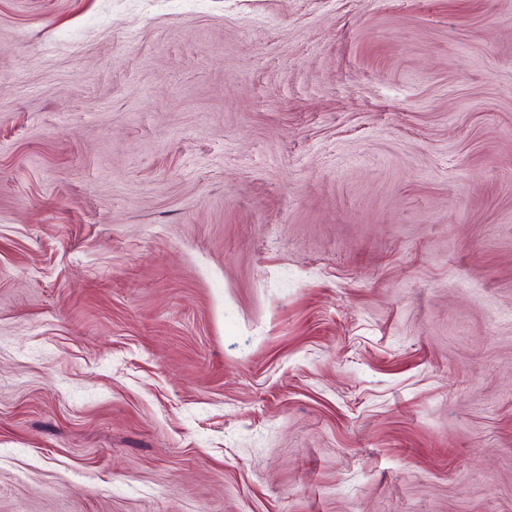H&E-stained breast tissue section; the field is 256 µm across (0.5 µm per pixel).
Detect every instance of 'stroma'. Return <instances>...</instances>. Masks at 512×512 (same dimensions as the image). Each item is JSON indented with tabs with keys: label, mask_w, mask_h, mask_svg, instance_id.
Instances as JSON below:
<instances>
[{
	"label": "stroma",
	"mask_w": 512,
	"mask_h": 512,
	"mask_svg": "<svg viewBox=\"0 0 512 512\" xmlns=\"http://www.w3.org/2000/svg\"><path fill=\"white\" fill-rule=\"evenodd\" d=\"M0 512H512V0H0Z\"/></svg>",
	"instance_id": "35a3bbf8"
}]
</instances>
